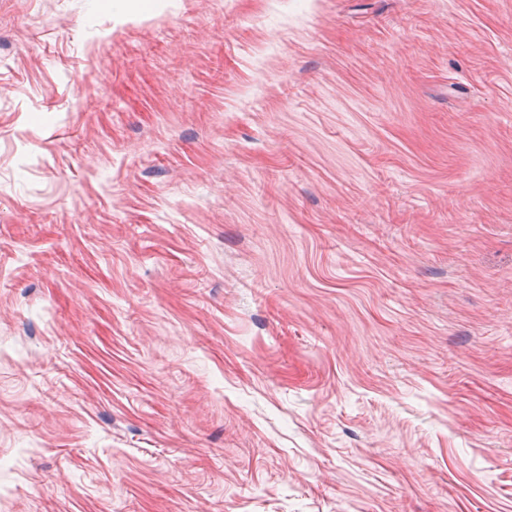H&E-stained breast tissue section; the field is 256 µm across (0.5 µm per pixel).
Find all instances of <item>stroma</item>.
Returning <instances> with one entry per match:
<instances>
[{
    "mask_svg": "<svg viewBox=\"0 0 512 512\" xmlns=\"http://www.w3.org/2000/svg\"><path fill=\"white\" fill-rule=\"evenodd\" d=\"M0 512H512V0H0Z\"/></svg>",
    "mask_w": 512,
    "mask_h": 512,
    "instance_id": "35a3bbf8",
    "label": "stroma"
}]
</instances>
